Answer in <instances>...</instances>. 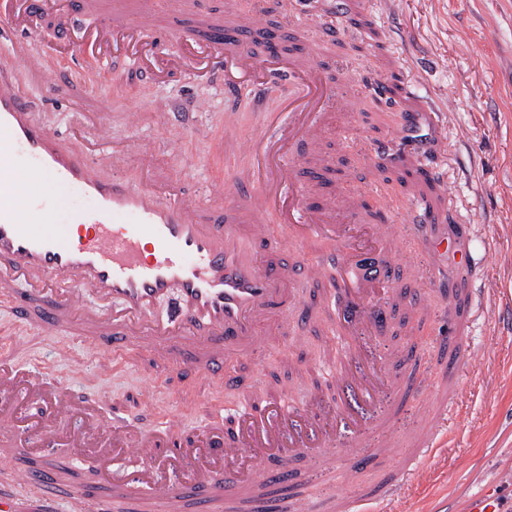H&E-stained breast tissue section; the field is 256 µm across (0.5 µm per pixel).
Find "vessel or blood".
Masks as SVG:
<instances>
[{"label":"vessel or blood","mask_w":512,"mask_h":512,"mask_svg":"<svg viewBox=\"0 0 512 512\" xmlns=\"http://www.w3.org/2000/svg\"><path fill=\"white\" fill-rule=\"evenodd\" d=\"M0 4L20 31L34 13L52 8L51 0ZM98 8L97 0H75L57 13L59 53L76 61L93 48L98 58L134 66L149 83L183 76L217 79L228 89L243 81L259 91L277 73L291 88L255 133L231 145L248 162L213 184L205 207L151 169L129 179L103 175V164L125 162L139 147L129 141L95 162L97 143L110 136L103 117L111 101L88 115L94 142L77 129L63 139L36 120L28 92L0 67V297L10 299L15 319L48 336H80L102 370L111 354L135 349L163 358L185 382L204 374L245 390L251 381L231 374L228 360L254 355L271 334H291L300 318L299 284L332 270L325 301L345 341L336 381L373 398L382 370L367 363L356 338L388 329L387 307L374 296L393 264L373 226L341 220L335 193L321 190L313 162L302 158L334 126L341 106L323 66L276 49L256 57L242 45L239 24L217 19L194 31L173 30L180 47L167 54L152 38L148 9L85 24L84 15ZM28 69L46 95L79 99L62 70L36 61ZM64 192L80 199L66 213L65 237L55 227ZM447 221L445 211L411 201L406 223L413 240ZM274 223L287 226L293 259L273 238ZM313 246L323 255L316 265L306 259ZM434 284L450 337L467 335L458 310L472 304L474 289L460 299L449 294L446 276ZM318 405L314 396L298 405L274 392L263 407L234 409L232 432L212 419L185 441L178 408L145 430L135 419L101 415L62 383L0 360V457L11 458L17 448L86 451L1 470L0 512H252L270 487L300 480L308 455L335 462ZM447 421L439 410L412 442V464L441 447Z\"/></svg>","instance_id":"1"}]
</instances>
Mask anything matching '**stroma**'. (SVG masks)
I'll return each instance as SVG.
<instances>
[{
	"mask_svg": "<svg viewBox=\"0 0 512 512\" xmlns=\"http://www.w3.org/2000/svg\"><path fill=\"white\" fill-rule=\"evenodd\" d=\"M311 2L292 0L290 11L272 12L268 18L283 34L306 33L326 46L327 56L337 62L329 80L345 92L361 89L370 97L375 94V75L365 59L366 34L351 18L358 12L373 23L382 36L383 53L395 66L397 84H411L418 100L441 115L443 143L433 164L447 176L456 223L474 227L470 250L476 286L483 294L469 312L471 357L458 382L446 389L455 405L449 422L452 445L428 462L433 478L408 483L393 507L395 512H470L477 501L489 498L498 512H512V311L504 306L512 297V0H335L336 24L342 29L336 38L329 28L307 32L299 25L298 14L310 12ZM54 21V15H45L43 24H32L23 35L0 11V65L23 67L24 61L12 52L22 40L29 58L66 68V58L53 54L54 35L43 30ZM104 66L100 60L75 72L85 92L82 111H93L99 99L112 101L107 118L110 142L101 146V153L134 138L144 145L132 166L112 168V176L126 178L136 168L151 167L179 183L181 192L196 197L226 174L229 160L220 145L227 139V113H238L240 132L253 130L262 111L288 89L282 75L273 76L258 98L246 87L226 93L219 81L176 78L164 84L143 83L120 67L106 81L99 76ZM129 112L145 113L138 128L127 124ZM170 112H197L201 118L184 131L166 125ZM401 116L391 103L378 104L370 115L349 112L347 131H332L323 139L330 162L350 173L340 193L359 194L372 202L390 196L384 222L394 231L391 245L397 255L409 235L404 226L408 198L398 186L381 183L372 173L381 150H409L397 123ZM322 293L314 284L303 289L300 306L309 315L298 323L295 337H276L260 356L229 360L231 370L257 377V388L247 395L221 389L204 376L184 385L165 361L133 351L113 355L111 367L98 370L79 337L44 336L22 326L14 321L9 301L1 299L0 358L64 381L75 396L98 404L106 414L145 412L156 422L171 403H178L190 435L218 412H231L247 400L261 404L264 392L279 386L294 403L315 393L324 403L347 405L356 418H338L336 446L351 449L358 431H365L363 453L372 457L371 468L339 478L326 475L314 459L305 466L301 491L321 504L342 492L360 498L374 494L385 479L404 469L406 440L433 422L440 401L428 390L403 402L389 387L378 401L365 402L338 387L327 368L342 353L330 331L331 310L319 301ZM439 311V306L429 307L414 335L402 331L379 337L370 345L372 358L395 363L402 346L412 343L421 371L430 372L442 343ZM147 387L154 390L149 407L143 400Z\"/></svg>",
	"mask_w": 512,
	"mask_h": 512,
	"instance_id": "1",
	"label": "stroma"
}]
</instances>
